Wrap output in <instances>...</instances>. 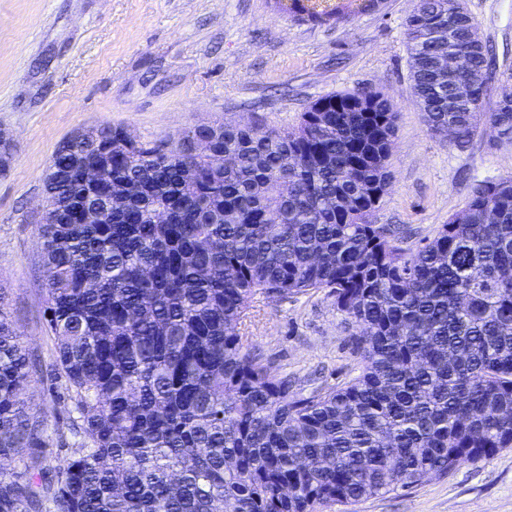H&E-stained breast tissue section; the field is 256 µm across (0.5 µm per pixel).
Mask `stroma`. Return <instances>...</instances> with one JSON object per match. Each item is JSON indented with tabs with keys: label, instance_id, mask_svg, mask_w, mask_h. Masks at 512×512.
<instances>
[{
	"label": "stroma",
	"instance_id": "1",
	"mask_svg": "<svg viewBox=\"0 0 512 512\" xmlns=\"http://www.w3.org/2000/svg\"><path fill=\"white\" fill-rule=\"evenodd\" d=\"M499 70L512 72V0H465ZM414 0L320 26L269 0H0V291L33 363L23 396L49 430L68 423L45 315L37 226L57 147L103 125L166 142L203 122L296 124L318 98L366 88L397 112L392 182L375 214L416 248L483 180L512 177V146L482 128L466 150L431 133L411 92L404 23ZM250 343L290 394L317 395L362 369L358 329L328 291L255 298ZM325 512H512V448L445 476Z\"/></svg>",
	"mask_w": 512,
	"mask_h": 512
}]
</instances>
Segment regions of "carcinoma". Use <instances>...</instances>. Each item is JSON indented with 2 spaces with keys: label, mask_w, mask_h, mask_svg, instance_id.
I'll return each mask as SVG.
<instances>
[{
  "label": "carcinoma",
  "mask_w": 512,
  "mask_h": 512,
  "mask_svg": "<svg viewBox=\"0 0 512 512\" xmlns=\"http://www.w3.org/2000/svg\"><path fill=\"white\" fill-rule=\"evenodd\" d=\"M274 0L341 23L382 0ZM463 0H418L405 21L412 95L459 149L481 125L512 145V108L475 111L493 79ZM450 51L469 66L449 72ZM397 114L361 89L296 125L219 124L128 148L104 127L55 155L37 235L69 424L23 410L32 365L0 293V512H318L512 447V178L482 181L415 249L373 221ZM108 172L102 186L82 169ZM110 218L85 224L89 203ZM327 290L357 325L363 364L312 398L289 395L241 332L257 295ZM68 448L57 463L47 447Z\"/></svg>",
  "instance_id": "1"
}]
</instances>
